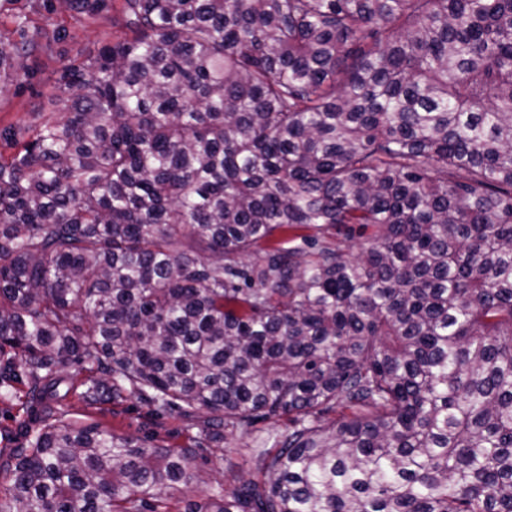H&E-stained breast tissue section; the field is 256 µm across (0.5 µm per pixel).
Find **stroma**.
Listing matches in <instances>:
<instances>
[{"label":"stroma","mask_w":512,"mask_h":512,"mask_svg":"<svg viewBox=\"0 0 512 512\" xmlns=\"http://www.w3.org/2000/svg\"><path fill=\"white\" fill-rule=\"evenodd\" d=\"M0 12L23 13L30 18L34 48L29 49L28 71L17 80L0 83V128L39 125L46 119H61L51 101V92L64 66L77 65L98 54L112 38V14L105 11L92 19L59 11L56 0H5ZM56 417L83 424L95 423L120 436L151 437L154 443L178 448L185 444L188 430L177 415H155L137 397L114 404H87L75 396L53 403ZM287 419L258 421L249 433L225 434L215 447V455L224 459L220 480L232 483L252 464L247 451L258 442L283 433Z\"/></svg>","instance_id":"1"}]
</instances>
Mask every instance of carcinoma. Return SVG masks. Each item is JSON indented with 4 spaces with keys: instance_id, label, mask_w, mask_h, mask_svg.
<instances>
[{
    "instance_id": "obj_1",
    "label": "carcinoma",
    "mask_w": 512,
    "mask_h": 512,
    "mask_svg": "<svg viewBox=\"0 0 512 512\" xmlns=\"http://www.w3.org/2000/svg\"><path fill=\"white\" fill-rule=\"evenodd\" d=\"M63 9L112 41L65 119L0 130V512H512V0ZM83 372L197 432L36 416ZM283 415L211 482L224 431ZM17 399L12 402H3L0 398V449L7 448L2 451L0 456V484L6 483L9 472L4 466L12 453H17L21 448H27L24 432L18 427V420L21 419L23 411L17 404ZM8 428V432L4 433L3 429ZM0 429V430H1Z\"/></svg>"
}]
</instances>
